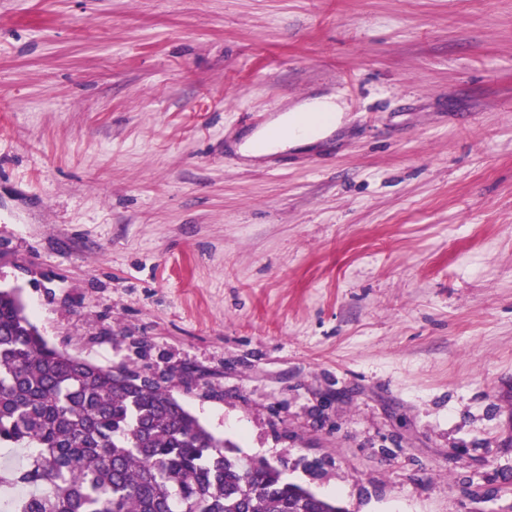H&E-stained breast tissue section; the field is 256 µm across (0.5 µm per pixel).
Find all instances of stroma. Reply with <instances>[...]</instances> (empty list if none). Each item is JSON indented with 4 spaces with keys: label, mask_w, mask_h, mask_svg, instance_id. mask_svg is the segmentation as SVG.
I'll return each instance as SVG.
<instances>
[{
    "label": "stroma",
    "mask_w": 512,
    "mask_h": 512,
    "mask_svg": "<svg viewBox=\"0 0 512 512\" xmlns=\"http://www.w3.org/2000/svg\"><path fill=\"white\" fill-rule=\"evenodd\" d=\"M0 288L347 512H512V0H0ZM332 121L323 123L322 116H331ZM342 117V107L333 97L316 98L304 102L279 116L273 123L283 136L268 141L265 131L257 132L241 146L248 157H259L276 153L286 147H294L316 141L323 137Z\"/></svg>",
    "instance_id": "obj_1"
}]
</instances>
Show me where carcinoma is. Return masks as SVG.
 <instances>
[{
    "mask_svg": "<svg viewBox=\"0 0 512 512\" xmlns=\"http://www.w3.org/2000/svg\"><path fill=\"white\" fill-rule=\"evenodd\" d=\"M0 512H345L244 457L159 381L50 346L0 289Z\"/></svg>",
    "mask_w": 512,
    "mask_h": 512,
    "instance_id": "obj_1",
    "label": "carcinoma"
}]
</instances>
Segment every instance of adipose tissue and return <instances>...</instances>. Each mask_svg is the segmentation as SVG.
Listing matches in <instances>:
<instances>
[{
  "mask_svg": "<svg viewBox=\"0 0 512 512\" xmlns=\"http://www.w3.org/2000/svg\"><path fill=\"white\" fill-rule=\"evenodd\" d=\"M341 117L342 107L333 98L304 102L276 119L281 138L270 141L264 133L258 132L245 141L241 151L245 156L259 157L314 142L330 131L332 124L340 123Z\"/></svg>",
  "mask_w": 512,
  "mask_h": 512,
  "instance_id": "1",
  "label": "adipose tissue"
}]
</instances>
